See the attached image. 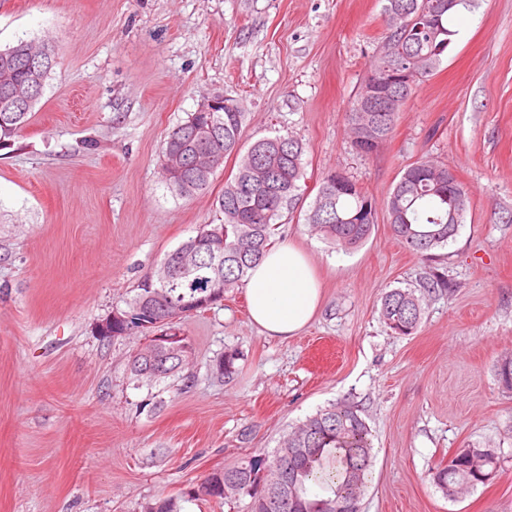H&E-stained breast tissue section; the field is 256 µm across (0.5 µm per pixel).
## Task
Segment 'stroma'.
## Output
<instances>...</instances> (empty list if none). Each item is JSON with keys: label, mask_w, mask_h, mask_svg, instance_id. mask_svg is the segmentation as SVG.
Listing matches in <instances>:
<instances>
[{"label": "stroma", "mask_w": 512, "mask_h": 512, "mask_svg": "<svg viewBox=\"0 0 512 512\" xmlns=\"http://www.w3.org/2000/svg\"><path fill=\"white\" fill-rule=\"evenodd\" d=\"M384 0H0V48L53 45L56 64L29 124L0 150V512H248V498L187 500L209 472L330 404L359 406L375 458L363 512H512V393L494 366L512 353V0L453 15L440 68L365 156L345 113L385 30ZM235 99L242 141L303 143L298 199L278 220L312 260L322 303L299 335L250 322L246 290L182 319L194 353L177 389L135 388L136 336L95 325L201 224L234 166L190 198L162 184L168 132L203 99ZM453 168L471 207L430 258L391 236L345 251L305 222L335 169L383 202L404 165ZM417 332L379 318L389 289L428 269ZM241 352L239 374L213 371ZM495 449L491 482L449 501L430 472L464 447Z\"/></svg>", "instance_id": "35a3bbf8"}]
</instances>
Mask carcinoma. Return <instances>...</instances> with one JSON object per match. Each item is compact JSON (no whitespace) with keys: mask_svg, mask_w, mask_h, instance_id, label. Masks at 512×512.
<instances>
[{"mask_svg":"<svg viewBox=\"0 0 512 512\" xmlns=\"http://www.w3.org/2000/svg\"><path fill=\"white\" fill-rule=\"evenodd\" d=\"M473 0H457L452 7L444 0H386L384 15L386 32L371 71L382 73L397 65L410 69L402 99H408L416 88L440 67L442 56L454 31L448 28V17L458 8L469 9ZM407 12L412 20L423 11L429 17L428 30H418V23L394 27L395 16ZM31 43L21 41L0 49V93L4 92L3 74L11 71L16 83L29 87V95L18 109L0 111V150L14 145L15 137L30 119L42 96L45 80L54 63L52 50L45 49L40 63L29 64ZM362 95L357 91L346 112V124L353 147L359 126L371 121L369 113L355 111ZM398 113H389L374 132L381 142L392 135ZM245 113L191 112L168 133L162 151V178L177 196L190 197L205 189L210 180L195 176L192 160L197 153L213 156H235L236 172L224 182V193L217 203L224 221L201 224L195 234L165 255L153 274L145 277L133 296L116 306L124 319L112 322V337L146 336L154 331L155 321L168 319L167 329L176 328L182 318L184 303L197 302L201 310L222 300L224 294L239 287L248 271L265 255L282 210L298 196L299 182L304 177L302 143L291 135L277 134L260 140L248 149L241 145ZM448 166L427 160L403 167L398 181L383 201V209L393 238L415 254L428 256L448 244V199L435 190L437 178ZM325 174L316 198L309 209L306 223L325 240L344 250L361 246L371 235L374 224H355L351 219L362 213L377 220V203L349 181L345 191L336 188ZM182 254H194L201 261L195 280L181 281L172 276L170 263ZM222 258L219 280L209 282L212 256ZM438 274H431L419 284V290L392 288L385 292L380 315L385 325L399 336L415 333L424 312L426 294L435 288H446ZM235 350L224 352L215 360L216 373L232 380L237 373ZM157 371H146L148 361ZM185 370L180 357L172 352L153 351L141 347L130 356L127 371L138 386L149 388L166 384ZM499 384L512 392V355L497 361ZM372 433L358 406L340 401L293 427L279 441L277 448L251 455L222 469L205 475L191 498L216 500L250 498L251 512H362L372 467ZM479 449H458L449 462L439 464L431 472L432 482L446 498L448 488L467 484L475 489L481 482L477 460ZM329 486L331 495L319 497L310 493L309 484ZM176 498H159L141 506L140 512H182Z\"/></svg>","mask_w":512,"mask_h":512,"instance_id":"1","label":"carcinoma"}]
</instances>
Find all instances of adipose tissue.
Masks as SVG:
<instances>
[{
	"instance_id": "ef3b65f1",
	"label": "adipose tissue",
	"mask_w": 512,
	"mask_h": 512,
	"mask_svg": "<svg viewBox=\"0 0 512 512\" xmlns=\"http://www.w3.org/2000/svg\"><path fill=\"white\" fill-rule=\"evenodd\" d=\"M248 311L254 325L270 337L297 335L321 303V289L308 255L285 241L267 251L249 270Z\"/></svg>"
}]
</instances>
